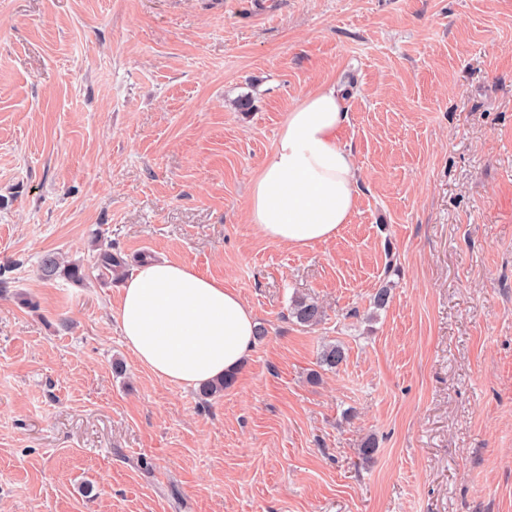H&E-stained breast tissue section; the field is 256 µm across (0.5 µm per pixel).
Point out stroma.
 Returning <instances> with one entry per match:
<instances>
[{
	"instance_id": "stroma-1",
	"label": "stroma",
	"mask_w": 512,
	"mask_h": 512,
	"mask_svg": "<svg viewBox=\"0 0 512 512\" xmlns=\"http://www.w3.org/2000/svg\"><path fill=\"white\" fill-rule=\"evenodd\" d=\"M327 81L354 213L295 250L247 190ZM141 256L254 311L220 395L125 345ZM0 512H512V0H0ZM291 314L299 323L313 326L322 320L324 308L314 299L296 297L292 300Z\"/></svg>"
}]
</instances>
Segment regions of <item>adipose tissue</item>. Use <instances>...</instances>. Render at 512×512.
Segmentation results:
<instances>
[{
	"instance_id": "1",
	"label": "adipose tissue",
	"mask_w": 512,
	"mask_h": 512,
	"mask_svg": "<svg viewBox=\"0 0 512 512\" xmlns=\"http://www.w3.org/2000/svg\"><path fill=\"white\" fill-rule=\"evenodd\" d=\"M347 119L332 82L288 112L248 190V219L267 240L303 249L349 223L357 169L338 142ZM119 322L137 361L184 387L236 373L256 328L253 310L223 281L167 260L137 268L121 291Z\"/></svg>"
}]
</instances>
